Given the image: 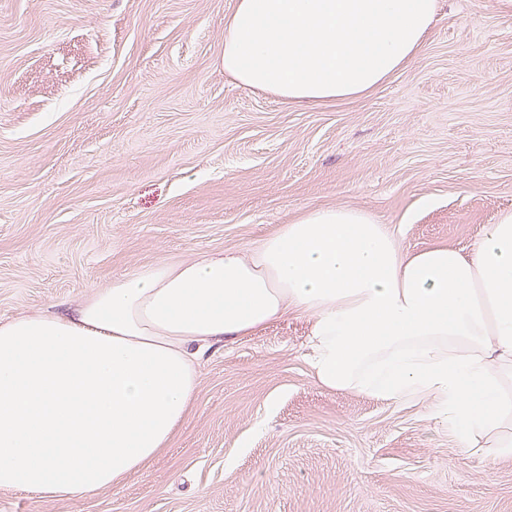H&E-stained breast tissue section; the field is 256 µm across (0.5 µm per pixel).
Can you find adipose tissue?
<instances>
[{"mask_svg": "<svg viewBox=\"0 0 512 512\" xmlns=\"http://www.w3.org/2000/svg\"><path fill=\"white\" fill-rule=\"evenodd\" d=\"M436 0H238L224 71L306 104L354 99L406 68ZM308 316L331 390L429 401L461 447L512 414V211L469 252H404L364 211L319 208L251 252L157 262L70 313L0 321V489L70 497L122 485L166 448L228 336Z\"/></svg>", "mask_w": 512, "mask_h": 512, "instance_id": "adipose-tissue-1", "label": "adipose tissue"}]
</instances>
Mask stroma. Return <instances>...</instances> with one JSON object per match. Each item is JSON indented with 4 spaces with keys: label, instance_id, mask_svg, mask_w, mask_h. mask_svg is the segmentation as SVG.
<instances>
[{
    "label": "stroma",
    "instance_id": "1",
    "mask_svg": "<svg viewBox=\"0 0 512 512\" xmlns=\"http://www.w3.org/2000/svg\"><path fill=\"white\" fill-rule=\"evenodd\" d=\"M409 66L299 105L224 71L237 0H0V320L164 260L367 211L470 251L512 211V0H437ZM291 315L213 345L169 445L122 486L0 512H512V456L426 403L320 386Z\"/></svg>",
    "mask_w": 512,
    "mask_h": 512
}]
</instances>
